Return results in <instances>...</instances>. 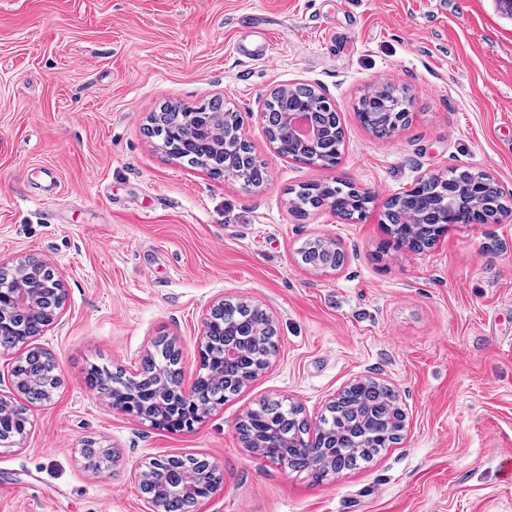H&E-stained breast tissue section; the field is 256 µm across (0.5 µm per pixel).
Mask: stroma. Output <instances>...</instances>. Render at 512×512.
<instances>
[{
	"instance_id": "1",
	"label": "stroma",
	"mask_w": 512,
	"mask_h": 512,
	"mask_svg": "<svg viewBox=\"0 0 512 512\" xmlns=\"http://www.w3.org/2000/svg\"><path fill=\"white\" fill-rule=\"evenodd\" d=\"M273 31L269 58L236 51L250 15ZM322 91L344 146L332 169L278 155L261 118L270 93ZM407 88L388 139L360 121L371 85ZM220 97L264 163L237 179L167 155L151 113ZM483 172L512 190V20L495 0H0V265L54 270L62 320L37 337L60 385L31 426L0 444V512H151L137 472L195 456L224 482L198 512H512V215L452 224L421 253L391 245L385 203L426 174ZM340 180L370 193L364 218H303L291 191ZM320 237L335 270L300 260ZM264 305L278 350L267 369L192 430L156 429L112 407L91 367L133 373L174 341L183 385L202 367L219 300ZM372 377L407 415L398 443L321 479L246 448L237 424L265 400L318 421ZM108 451L84 468L87 443Z\"/></svg>"
}]
</instances>
